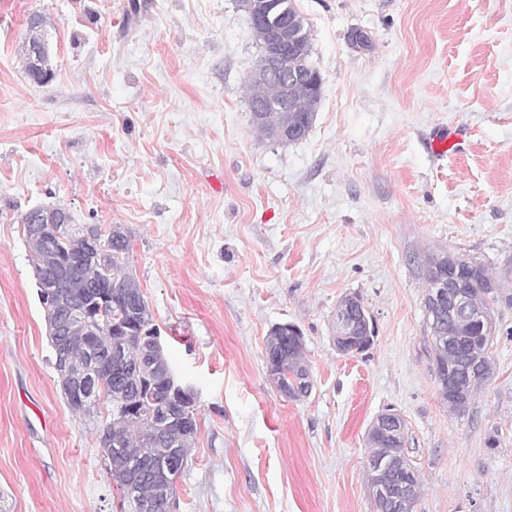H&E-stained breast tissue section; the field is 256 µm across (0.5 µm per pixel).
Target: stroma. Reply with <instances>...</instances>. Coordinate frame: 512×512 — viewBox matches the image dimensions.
Listing matches in <instances>:
<instances>
[{
  "instance_id": "stroma-1",
  "label": "stroma",
  "mask_w": 512,
  "mask_h": 512,
  "mask_svg": "<svg viewBox=\"0 0 512 512\" xmlns=\"http://www.w3.org/2000/svg\"><path fill=\"white\" fill-rule=\"evenodd\" d=\"M322 94L301 141L260 139L238 0H0V512H114L120 494L54 369L22 212L118 224L164 349L197 392L175 512H375L367 431L394 409L415 512H512V0H292ZM45 16L54 72L18 50ZM368 34L371 46L352 45ZM461 150L426 149L438 128ZM499 280L491 370L442 404L421 259ZM376 333L344 354L336 308ZM303 332L314 388L281 395L264 341ZM495 446H488V439ZM337 312L341 325L340 330L336 333V346L339 351L346 354H359L366 351L371 342L369 327L373 321L372 317L369 318L370 314L362 302L355 296L347 295L339 302ZM353 336H364L368 340L355 344Z\"/></svg>"
}]
</instances>
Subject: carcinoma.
Here are the masks:
<instances>
[{
  "label": "carcinoma",
  "mask_w": 512,
  "mask_h": 512,
  "mask_svg": "<svg viewBox=\"0 0 512 512\" xmlns=\"http://www.w3.org/2000/svg\"><path fill=\"white\" fill-rule=\"evenodd\" d=\"M45 17L40 24L26 28L21 47L25 73L34 71L32 48L44 42ZM96 234L111 241L112 257L107 268L99 258L86 254L81 263L80 276L63 280L55 293L59 310L80 315L92 335L84 336L66 345L64 355L67 367L85 375H94L98 363L112 361V374L95 383V396L85 404L68 402L70 409L85 418L93 419L105 405V424L94 432L108 431L112 435V449L101 448L103 457H112V479L118 490L127 481L137 487V502L163 507L166 496H177V481L182 471L161 472L153 468L150 453L156 448H193L198 434L197 396L182 393L170 386L169 376L176 367L164 350H156L145 332L154 328V317L139 283L125 271L130 252L129 239L121 225L108 228L96 225ZM441 255L429 253L422 263L426 289L434 288L440 273ZM465 289L470 295L492 309L501 296L499 281L484 264L467 259ZM96 285L110 288L119 294L121 302L112 304V317H100L98 306L91 301L79 302L84 288ZM430 328L431 335L447 336L448 346H433L434 365L449 363V372L456 378V393L444 396L448 411L458 413L476 395L480 383L468 373L472 359H490L493 338L481 335L474 325L453 311L439 312ZM123 346V357L110 359L111 348ZM265 350L279 355L278 366L288 373V397L307 396L313 389L309 381V364L305 344L298 341L290 329L274 326L265 340ZM369 456L387 463L385 475L392 487L391 495L375 502L376 512H414L421 495V480L406 479V460L403 442L391 438L368 440Z\"/></svg>",
  "instance_id": "cac0c4a2"
}]
</instances>
